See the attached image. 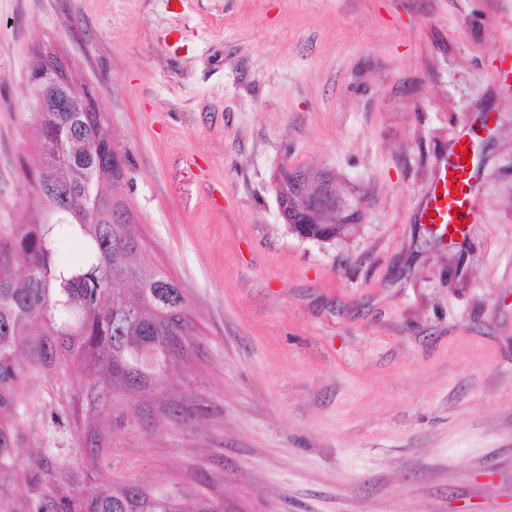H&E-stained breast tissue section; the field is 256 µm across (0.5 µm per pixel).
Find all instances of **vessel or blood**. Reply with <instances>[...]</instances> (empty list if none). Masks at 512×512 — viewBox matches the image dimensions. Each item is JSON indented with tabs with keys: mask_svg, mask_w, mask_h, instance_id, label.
Returning <instances> with one entry per match:
<instances>
[{
	"mask_svg": "<svg viewBox=\"0 0 512 512\" xmlns=\"http://www.w3.org/2000/svg\"><path fill=\"white\" fill-rule=\"evenodd\" d=\"M457 145V152L443 167L420 217L421 223L437 224L451 235L477 220L473 173L464 160L465 152H476L477 139L467 133L458 138Z\"/></svg>",
	"mask_w": 512,
	"mask_h": 512,
	"instance_id": "vessel-or-blood-1",
	"label": "vessel or blood"
}]
</instances>
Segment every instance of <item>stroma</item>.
I'll return each mask as SVG.
<instances>
[{
    "instance_id": "35a3bbf8",
    "label": "stroma",
    "mask_w": 512,
    "mask_h": 512,
    "mask_svg": "<svg viewBox=\"0 0 512 512\" xmlns=\"http://www.w3.org/2000/svg\"><path fill=\"white\" fill-rule=\"evenodd\" d=\"M52 49L127 152L144 262L197 325L113 396L102 476L227 512H512V0H0V225L36 204L27 78ZM479 220H418L458 135ZM362 202L345 242L281 217L282 170ZM72 372L35 371L19 463L82 477Z\"/></svg>"
}]
</instances>
